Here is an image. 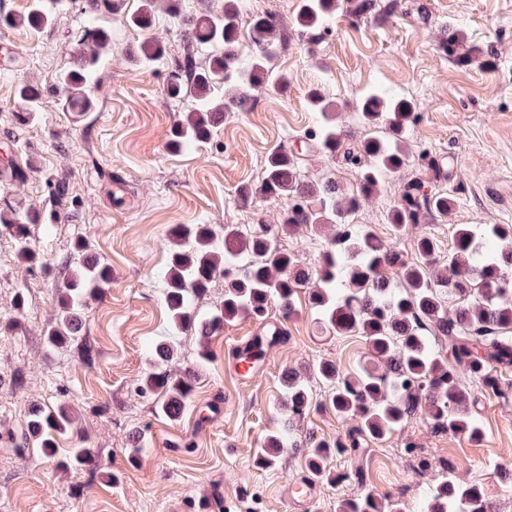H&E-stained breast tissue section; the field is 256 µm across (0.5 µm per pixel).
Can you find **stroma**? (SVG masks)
<instances>
[{
  "mask_svg": "<svg viewBox=\"0 0 512 512\" xmlns=\"http://www.w3.org/2000/svg\"><path fill=\"white\" fill-rule=\"evenodd\" d=\"M30 4L0 0V42L11 49L0 59V169L13 163L24 173L18 181L0 178V209L40 214L27 227L39 255L31 267L20 266L12 237L0 231V512H200L199 502L215 498L222 512H290L287 487L306 476L310 446L347 440L356 426L330 408L314 367L328 359L340 373L354 372L365 341L324 329L302 293L284 339L248 382L230 376L224 362L234 340L257 329L251 318L215 333L203 365L198 336H175L172 366L193 371L194 380L180 417L169 418L137 391L151 368L147 344L172 334L162 285L169 230L207 224L220 237L228 224L276 226L286 199L245 201L240 189L260 186L273 148H290L317 126L307 104L314 89L335 102L336 122L352 145L373 132L357 107L363 94L405 98L415 113L403 134L406 164L383 178L351 223L369 227L407 260L416 259L425 236L447 257L454 225L512 224V0H368L363 15L338 9L316 31L294 25L301 0H264L298 38L275 60L287 86L256 88L251 111L228 113L208 140L178 152L168 147L171 129L193 104L168 94L184 54L181 22L223 0H176L155 13L147 32L126 21L141 0H122L110 14L89 12L86 0H40L49 27L7 24ZM96 27L109 32L112 50L88 86L94 109L75 112L58 78L78 68L76 43ZM149 32L163 38V53L141 66L128 51ZM452 33L482 66L448 55ZM22 84L41 93L40 111L25 123L18 119L26 109L17 94ZM299 173L313 184L334 178L347 191L359 180L357 169L319 153L305 157ZM412 179L448 194L454 207L397 235L389 211ZM80 241L112 269L110 287L80 309L78 346H90V367L78 346L56 348L46 339ZM19 293L20 310L13 306ZM291 367L317 407L296 423L295 443L276 468L265 471L255 456L288 416L282 374ZM64 401L79 420L57 437L55 457L5 443L21 434L32 410ZM471 410L483 428L480 441L435 433L421 414L383 440L365 441L355 456L330 457L307 512H336L338 502L370 494L392 496L400 512H423L450 476L478 486L496 512H512V370L502 373L498 393L476 392ZM73 448L90 449L91 469L63 468Z\"/></svg>",
  "mask_w": 512,
  "mask_h": 512,
  "instance_id": "obj_1",
  "label": "stroma"
}]
</instances>
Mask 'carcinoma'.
I'll list each match as a JSON object with an SVG mask.
<instances>
[{
	"instance_id": "carcinoma-1",
	"label": "carcinoma",
	"mask_w": 512,
	"mask_h": 512,
	"mask_svg": "<svg viewBox=\"0 0 512 512\" xmlns=\"http://www.w3.org/2000/svg\"><path fill=\"white\" fill-rule=\"evenodd\" d=\"M337 2L302 0L295 24L312 29L326 25L336 13ZM164 3L142 0L141 10L127 21L147 30L155 7ZM239 17V0H224L221 12L187 19L182 33L185 56L172 74L169 94L177 97L188 92L195 106L174 126L170 148L184 149L208 138L227 112L249 111L255 88L269 80L283 39V22L268 15L254 17L250 38L256 52L244 60L238 52ZM18 23L46 26L49 18L36 2ZM198 44L218 48L206 65H196L192 47ZM110 50L109 36L98 29L78 41L80 69L60 76L73 111L93 108L85 90L87 75ZM161 54V40L153 35L138 45L135 59L150 65ZM221 87L224 97L219 99L214 93ZM309 106L320 113L322 121L305 138L331 158L342 151L345 160L360 164L358 154L345 147L346 134L334 123L336 104L314 91L309 95ZM359 109L368 125L384 121L389 136L364 141L363 151L372 163L361 169L357 192H345L330 179L317 184L301 181L299 153L282 148L269 154L259 187L267 197L288 200L279 224L281 231L295 234L334 227L317 266L306 267L294 253L280 249L274 234L261 225L246 228L226 224L218 246L210 225L177 224L170 231L173 250L163 274V294L173 330L200 337V365L210 361L209 338L224 325L242 316L263 322L273 299L279 300L290 315L299 288L308 289V301L327 327L338 335L363 337L372 360L386 364L382 373L365 366L353 376L340 374L330 361L317 366L316 377L328 388L329 405L339 416L358 417L359 424L347 443L319 442L313 446L308 470L315 477L324 476L329 455L355 453L360 440L383 439L419 410L434 427L473 441L482 439L483 430L469 407L472 393L463 377L495 392L499 387L497 372L512 368V304H498L499 299L512 294V249L499 248V242L512 240V225H455L453 247L438 272L433 268L438 252L435 239L419 240L420 259L406 261L366 227L350 223L349 215L359 206L360 197L375 191L385 175L406 163L402 134L412 116L408 100L378 91L365 94ZM424 189L419 180L403 185L398 203L390 210L395 233L427 215H446L453 208L452 198L427 194ZM0 227L11 232L21 262L36 260L23 225L13 212L0 211ZM86 249L82 241L76 245L70 277L58 290V317L47 331L52 346L67 347L77 341L80 303L101 294L112 280L110 266L87 260L83 255ZM394 269L400 278L398 287L391 285ZM219 276L224 277V302L201 319L191 308V298L204 294ZM450 296L458 299L451 315L447 307ZM435 338L441 340V347H434ZM282 381L288 417L299 420L313 406L308 385L291 369L284 372ZM191 382L187 373L153 370L140 379L138 391L160 395L161 411L177 418L191 393ZM75 421V413L66 404L48 411L34 410L16 447L39 448L50 457L56 436L70 430ZM291 436L292 425L288 423L268 435L257 464L263 469L274 467ZM481 498L479 488L459 485L450 477L431 492L426 512H472L473 501ZM339 512H399V508L394 500L366 496L343 501Z\"/></svg>"
}]
</instances>
